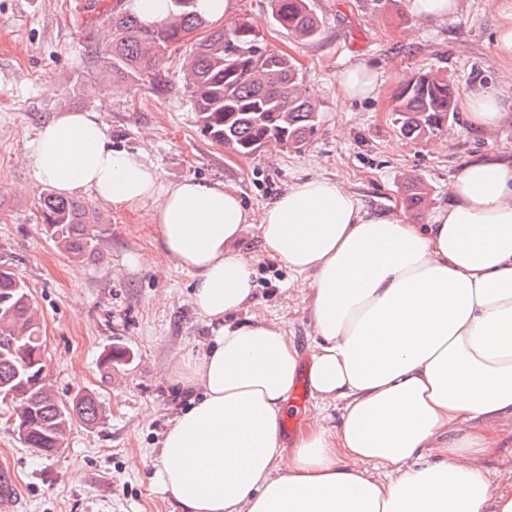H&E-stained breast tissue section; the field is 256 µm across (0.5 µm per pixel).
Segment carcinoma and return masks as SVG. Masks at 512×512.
I'll return each mask as SVG.
<instances>
[{
  "label": "carcinoma",
  "instance_id": "carcinoma-1",
  "mask_svg": "<svg viewBox=\"0 0 512 512\" xmlns=\"http://www.w3.org/2000/svg\"><path fill=\"white\" fill-rule=\"evenodd\" d=\"M275 23L300 40H313L320 20L310 0H271ZM167 19L144 24L130 11L114 12L110 38L95 51L114 81L155 77L160 55L177 49L206 22L197 0H171ZM184 83L201 132L214 143L241 155L270 146L302 147L319 123L316 106L306 96L292 58L260 42L253 24L232 21L198 43L184 73ZM456 90L448 76L432 70L407 77L394 94L391 112L399 134L412 141L435 137L455 112ZM428 200L418 179L407 182L406 203L418 210ZM44 231L74 259L95 254L98 214L87 204L48 189L40 201ZM28 286L0 265V396L15 401L13 430L23 444L43 455L62 447L76 422L94 425L100 409L91 394L59 400L41 376L42 324L28 301Z\"/></svg>",
  "mask_w": 512,
  "mask_h": 512
}]
</instances>
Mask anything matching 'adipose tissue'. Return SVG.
<instances>
[{"label":"adipose tissue","mask_w":512,"mask_h":512,"mask_svg":"<svg viewBox=\"0 0 512 512\" xmlns=\"http://www.w3.org/2000/svg\"><path fill=\"white\" fill-rule=\"evenodd\" d=\"M337 90L374 97L377 74L350 65ZM459 106L478 130L505 110L491 88ZM27 148L35 179L59 194L147 209L162 252L194 275L214 334L186 367L192 395L155 473L180 512H512V489L492 491L479 463L500 441L495 420L512 417V158L467 162L447 206L420 224L368 210L323 177L253 217L233 188L163 184L144 154L113 148L97 112L59 113ZM251 223L265 252L307 280L317 334L315 414L288 451L280 434L299 353L281 326L235 319L254 297L238 246Z\"/></svg>","instance_id":"1"}]
</instances>
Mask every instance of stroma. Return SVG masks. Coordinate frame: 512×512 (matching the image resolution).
<instances>
[{
  "mask_svg": "<svg viewBox=\"0 0 512 512\" xmlns=\"http://www.w3.org/2000/svg\"><path fill=\"white\" fill-rule=\"evenodd\" d=\"M497 0H460L441 24H421L405 0L384 12L370 0H312L321 21L317 38L297 40L272 19L271 0H235L236 18L256 22L266 44L292 57L319 124L301 151L271 149L242 158L199 129L183 82L189 47L168 52L154 81L134 83L126 96L93 64L89 52L109 32L120 0H103L91 17L84 0H0V263L28 286L41 314L44 356L59 399L96 396L103 417L75 425L64 450L45 457L13 432L11 409L0 404V460L18 487L23 512H175L156 484L158 452L184 408L182 363L204 352L212 327L192 298L194 276L161 251L144 212L115 209L82 195L100 215L95 258L71 260L45 236L40 213L43 183L32 174L25 142L66 111H97L113 147L144 152L162 183L204 179L234 187L253 212L297 181L323 176L342 181L377 212L404 207L408 176L430 189L428 209L447 205L448 187L471 158L512 154V64L494 52ZM365 62L378 73L368 100L341 101L336 77ZM420 70L447 75L460 92L493 87L509 108L488 133L474 131L456 112L428 141L403 138L391 120L392 97ZM251 259L256 296L237 318H265L283 327L300 354L297 387H307L314 330L306 294L294 275L262 247L256 225L239 242ZM152 264L143 265L139 255ZM124 351L105 366L107 350ZM503 439L482 459L495 488L512 487V418L496 421ZM80 459L79 476L69 462Z\"/></svg>",
  "mask_w": 512,
  "mask_h": 512,
  "instance_id": "stroma-1",
  "label": "stroma"
}]
</instances>
